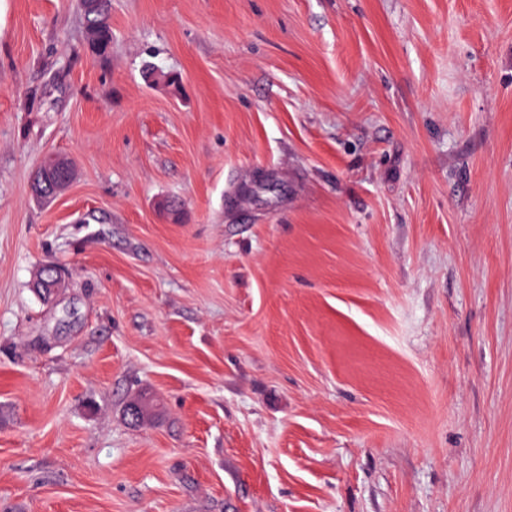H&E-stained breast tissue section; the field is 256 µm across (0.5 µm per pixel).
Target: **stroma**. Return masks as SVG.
<instances>
[{"mask_svg":"<svg viewBox=\"0 0 512 512\" xmlns=\"http://www.w3.org/2000/svg\"><path fill=\"white\" fill-rule=\"evenodd\" d=\"M111 24L0 0V512H512V0ZM78 8L85 28L93 32L90 44L99 55L107 54L112 46V0H79ZM52 158L55 160V163L62 161L61 158L58 157ZM55 163L53 165H47L46 163H44L40 168L43 182L47 187L50 188V192L48 194L42 193L43 195H45L46 200L55 198L62 191H64L72 181L71 176L64 177L55 172ZM54 265H41L35 274V290L41 296H52L53 299L62 288V275L54 269ZM57 268V267H56Z\"/></svg>","mask_w":512,"mask_h":512,"instance_id":"stroma-1","label":"stroma"}]
</instances>
